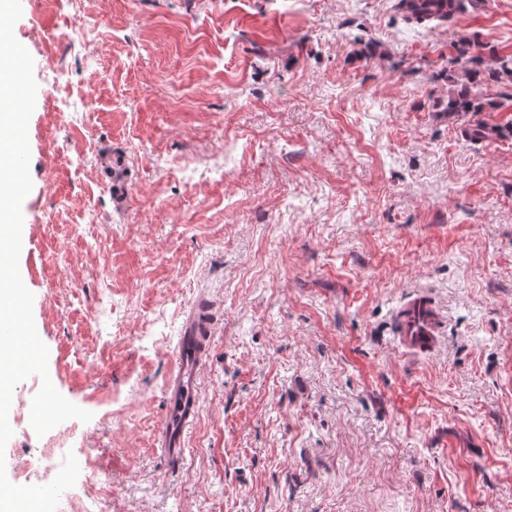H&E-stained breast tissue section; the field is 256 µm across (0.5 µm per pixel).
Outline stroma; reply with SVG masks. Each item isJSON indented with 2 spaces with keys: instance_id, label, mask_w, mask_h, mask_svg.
Instances as JSON below:
<instances>
[{
  "instance_id": "obj_1",
  "label": "stroma",
  "mask_w": 512,
  "mask_h": 512,
  "mask_svg": "<svg viewBox=\"0 0 512 512\" xmlns=\"http://www.w3.org/2000/svg\"><path fill=\"white\" fill-rule=\"evenodd\" d=\"M396 2L22 0L19 268L50 380L93 417L37 435L41 380L19 383L12 483L65 448L98 512H512V135L462 137L512 128V101L444 110L456 45L512 54V0L441 26ZM420 291L446 320L426 357L395 341ZM202 295L171 463L165 381ZM213 332L209 304L200 301L184 318L178 357L165 383L164 424L157 433V447L166 459L182 454L187 430L196 419L202 361Z\"/></svg>"
}]
</instances>
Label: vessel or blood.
<instances>
[{"label": "vessel or blood", "instance_id": "b4317fda", "mask_svg": "<svg viewBox=\"0 0 512 512\" xmlns=\"http://www.w3.org/2000/svg\"><path fill=\"white\" fill-rule=\"evenodd\" d=\"M441 319L426 294H414L400 306L396 332L401 347L411 354L434 350ZM214 332L210 307L199 302L187 312L177 342L178 357L165 383L164 424L157 434V446L164 458L179 457L188 428L200 404L199 380L202 361Z\"/></svg>", "mask_w": 512, "mask_h": 512}]
</instances>
